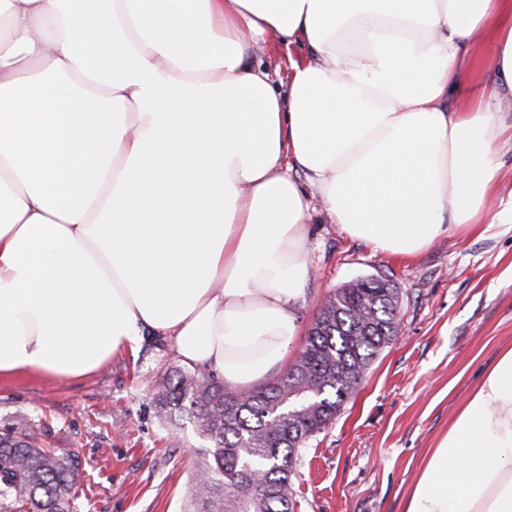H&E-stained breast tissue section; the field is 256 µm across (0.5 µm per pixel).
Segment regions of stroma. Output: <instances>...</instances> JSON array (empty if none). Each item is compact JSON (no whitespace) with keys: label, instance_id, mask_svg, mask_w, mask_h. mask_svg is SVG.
Instances as JSON below:
<instances>
[{"label":"stroma","instance_id":"stroma-1","mask_svg":"<svg viewBox=\"0 0 512 512\" xmlns=\"http://www.w3.org/2000/svg\"><path fill=\"white\" fill-rule=\"evenodd\" d=\"M311 228L303 326L336 288L373 275L398 288L400 327L301 451L296 512H404L435 441L512 345V223L443 238L413 259L317 218ZM179 364L170 338L148 336L83 379L0 378V419L26 412L74 453L81 512H190L206 442L194 424L164 421L153 395Z\"/></svg>","mask_w":512,"mask_h":512}]
</instances>
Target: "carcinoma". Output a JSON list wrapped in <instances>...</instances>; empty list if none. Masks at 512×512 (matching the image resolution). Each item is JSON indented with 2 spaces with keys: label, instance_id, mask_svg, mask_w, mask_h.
<instances>
[{
  "label": "carcinoma",
  "instance_id": "obj_1",
  "mask_svg": "<svg viewBox=\"0 0 512 512\" xmlns=\"http://www.w3.org/2000/svg\"><path fill=\"white\" fill-rule=\"evenodd\" d=\"M399 294L377 280L325 299L294 362L246 393L174 368L156 388L160 413L192 420L208 440L194 512H295L293 478L306 440L331 423L398 335ZM75 459L43 446L31 419L0 423V512H78Z\"/></svg>",
  "mask_w": 512,
  "mask_h": 512
}]
</instances>
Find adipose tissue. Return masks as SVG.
<instances>
[{
  "label": "adipose tissue",
  "mask_w": 512,
  "mask_h": 512,
  "mask_svg": "<svg viewBox=\"0 0 512 512\" xmlns=\"http://www.w3.org/2000/svg\"><path fill=\"white\" fill-rule=\"evenodd\" d=\"M270 39L307 51L284 95ZM510 97L503 0H0V377L81 379L151 335L257 388L303 334L313 201L393 255L471 231ZM405 512H512V347Z\"/></svg>",
  "instance_id": "adipose-tissue-1"
}]
</instances>
